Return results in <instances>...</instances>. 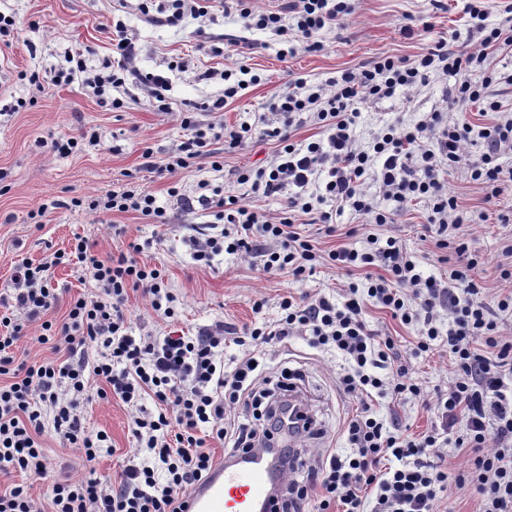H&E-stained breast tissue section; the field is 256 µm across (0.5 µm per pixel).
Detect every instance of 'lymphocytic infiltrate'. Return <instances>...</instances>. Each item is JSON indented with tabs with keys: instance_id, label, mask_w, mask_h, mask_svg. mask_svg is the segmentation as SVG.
<instances>
[{
	"instance_id": "lymphocytic-infiltrate-1",
	"label": "lymphocytic infiltrate",
	"mask_w": 512,
	"mask_h": 512,
	"mask_svg": "<svg viewBox=\"0 0 512 512\" xmlns=\"http://www.w3.org/2000/svg\"><path fill=\"white\" fill-rule=\"evenodd\" d=\"M216 6L225 15H238L246 29L278 37L294 34L307 52L323 51L324 29L344 24L355 11L352 0H294L290 11L295 24L290 27L282 12L259 7L257 0H168V14L161 22L176 25L188 17L204 18ZM504 11V22L490 26L488 0H468L466 12L481 35L475 48L433 38L432 46L415 59L384 53L360 71H343L311 93L305 92L302 80L288 83L270 106L277 126H204L193 113L184 112V138L165 163L154 161L151 148L141 152L142 170L173 176L201 158L210 159L212 168L223 169V160L210 148L212 141H224L231 149L252 138L277 141L268 166L237 172L238 184L252 193L265 198L285 195L277 219L218 188L193 199L169 186V196L178 198L185 210L197 205L218 209L226 224L219 236L191 239L193 260L208 266L215 255L237 254L257 260L263 274L285 272L296 278L320 265L367 272L364 284L349 283L336 303L324 297L307 303L282 297V318L249 332L254 348L311 332L315 344L332 345L348 361L341 384L363 402L344 428L349 454L330 456L299 471L281 503L284 512H328L333 505L341 512H434L441 493L467 485L480 497L479 512H512V331L502 329L506 316L512 315V292L480 299L474 272L484 259L458 234L465 216L446 178L447 172L466 167L471 180L482 185L486 202H495L505 182H512V169L500 162L503 153L512 150V118L477 128L436 110L413 124L382 127L365 149L357 146L355 133L358 104L416 88L432 72L453 78L451 93L457 101L499 111L501 104L491 93L498 79L489 56L512 47V4ZM112 46L119 57L116 69L88 74L81 53H69L54 83L78 81L101 98L132 80L157 101H165L164 77L129 69L139 47L123 23L112 28ZM478 72L483 75L479 81L474 78ZM306 112L320 124L322 135L304 144L292 142L290 129ZM476 138L484 150L474 157L467 146ZM369 180L378 184L386 207L367 194L364 185ZM414 201L427 205L425 229L436 237L438 260L448 266L447 279L424 274L397 238L378 232ZM329 202L364 216L369 233L355 227L346 232L350 238L364 236V248L344 246L325 252L297 231L299 215L313 214L326 235L335 234L338 227L323 209ZM73 204L102 213L136 211L157 224L168 221L155 195L136 182L87 202L74 199ZM139 251L134 243L129 252L103 260L93 243L76 238L69 252L54 253L36 265H19L11 298L0 300V325L5 328L0 335V376L8 379L0 385V473L17 470L44 477L46 457L39 438L49 427L63 442L81 449L86 461H94L108 436L87 432L77 408L96 380L135 407L133 435L153 457L152 464L128 465L109 482H55L50 512H183L190 488L214 461L199 436L201 428L215 431L229 455L258 447L282 430L277 413L292 390L293 372L282 368L279 381L259 388L260 362L253 351L245 353L232 371H225V344L239 345L244 338H227L220 324L194 336L175 331L160 339L133 335L124 312L128 290L148 295L157 315L171 319L176 314L175 297L163 275L139 263ZM71 262L79 265L97 292L73 298L58 324L46 318L57 301L50 270ZM367 297L403 324L419 323L413 353L444 347L455 364L447 391L429 403L439 420L430 434H405L365 403L375 393L399 400L425 395L422 381L407 366L396 365L394 339L369 328L363 316ZM443 315L448 318L444 330L437 325ZM33 324L41 330L38 343L55 342L72 354V361L58 366L18 358L16 344ZM259 394L270 400L264 424H225L228 408L249 407ZM147 397L154 401L155 412L140 409V401ZM45 405L53 411L49 424L42 417ZM460 423L466 433L458 445L469 449L470 466L452 474L442 468L441 440ZM369 498L374 501L370 508L365 505Z\"/></svg>"
}]
</instances>
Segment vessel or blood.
I'll return each mask as SVG.
<instances>
[{
  "label": "vessel or blood",
  "instance_id": "b4317fda",
  "mask_svg": "<svg viewBox=\"0 0 512 512\" xmlns=\"http://www.w3.org/2000/svg\"><path fill=\"white\" fill-rule=\"evenodd\" d=\"M284 470L270 454L240 453L217 459L189 491L186 512H278L273 492Z\"/></svg>",
  "mask_w": 512,
  "mask_h": 512
}]
</instances>
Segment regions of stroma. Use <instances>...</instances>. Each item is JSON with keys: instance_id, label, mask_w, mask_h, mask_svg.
I'll use <instances>...</instances> for the list:
<instances>
[{"instance_id": "stroma-1", "label": "stroma", "mask_w": 512, "mask_h": 512, "mask_svg": "<svg viewBox=\"0 0 512 512\" xmlns=\"http://www.w3.org/2000/svg\"><path fill=\"white\" fill-rule=\"evenodd\" d=\"M444 10H432L428 0H356V9L343 27L325 30V48L320 52L300 51L286 56L283 45L270 33L245 29L242 20L214 11L212 19H185L179 25H153L133 8L121 12L140 51L134 61L137 69L165 77L167 111H159L155 100L136 87L124 95V108L114 110L99 104L81 83L54 84L49 75L63 62L65 49L82 53L89 70L99 69L112 56L107 31L112 23L113 0H0V13L14 16L16 37L0 38V179L9 190L0 194V295H9L11 277L18 263L50 259L55 251L69 249L74 236L94 242L102 257L127 252L130 243L141 251L139 262L162 271L177 297L178 322L162 319L150 307L142 291H129L128 314L134 335L165 336L170 329L196 333L199 329L224 324L243 331L280 319L281 297L291 295L305 300L320 297L336 301L348 282H362V275L347 278L321 267L312 276L296 279L288 274L260 275L248 260L235 255L216 256L208 267L191 258L190 240L206 226L216 224L214 213L184 211L167 194L168 179L141 171L142 147H150L157 162H165L180 143L183 131L180 112L190 110L202 123H224L236 127L247 122H273L271 104L286 90L288 82L300 79L316 86L345 70H360L374 57L388 53L412 58L424 53L429 40L404 38L400 27L405 17L430 16L436 34L454 38L456 45L475 47L479 34L471 32L464 11L466 0H447ZM246 39L243 54H236L232 41ZM188 62L179 70L178 62ZM250 68L258 81L228 101L223 111H206L224 93L222 80L196 81L199 70ZM38 71L40 85L25 80V73ZM448 81L439 73L430 74L425 85L410 94L359 104L356 139L368 146L384 124L415 123L429 112L441 110L450 116L465 115L477 125L491 123L496 115L479 107L452 101L446 96ZM88 131L98 135V147H82L59 153L51 142ZM277 143L247 141L228 151L223 141H215V151L224 155L223 171H213L209 160L201 159L176 175L181 192L199 196L200 183L223 187L225 194L242 195L245 186L236 181L238 170L264 167L271 161ZM145 183L167 210L168 221L150 223L134 211H90L72 207L70 201L86 199L108 190L119 191L130 179ZM468 222L459 233L472 250L488 257V264L475 272V278L490 291L502 288L497 269L501 249L512 238V189L505 190L496 204L484 201L479 184L466 169L449 177ZM427 210L424 203L410 205L396 223L383 226L385 235L396 237L404 249L422 258L425 272L447 275V265L438 263L435 245L424 229ZM510 223H502V216ZM52 286L58 295L49 319L60 321L71 298L92 295V282L86 281L79 267L64 264L53 268ZM365 318L371 329L392 337L401 347L408 366L428 391H444L455 367L445 349L412 356L410 345L419 326L394 319L373 301L365 303ZM264 373L273 375L283 365L299 369L300 386L308 408L320 427L317 438L306 440L310 453L307 463H318L332 454H348L347 441L340 429L360 406L358 399L344 394L339 379L347 363L342 354L329 347H318L311 335L292 336L283 342L264 346ZM373 407L380 416L397 418L403 431L412 436L429 433L435 413L420 400L392 402L379 397ZM90 432L107 433L110 447L96 461L86 463L79 450L61 446L53 430L40 437L45 450L47 474L38 480L14 472L0 475V492L25 483L38 506H47L54 481L95 476L112 478L129 458L147 459V450L138 448L131 431L133 410L116 396L92 397L80 407Z\"/></svg>"}]
</instances>
